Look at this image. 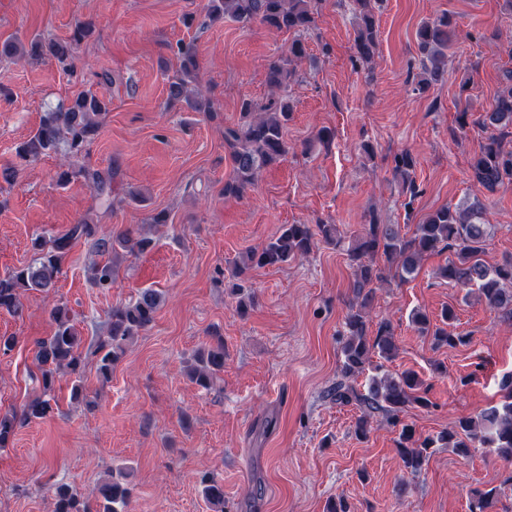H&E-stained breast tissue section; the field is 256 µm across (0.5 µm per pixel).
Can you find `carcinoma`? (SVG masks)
Returning a JSON list of instances; mask_svg holds the SVG:
<instances>
[{
  "mask_svg": "<svg viewBox=\"0 0 512 512\" xmlns=\"http://www.w3.org/2000/svg\"><path fill=\"white\" fill-rule=\"evenodd\" d=\"M321 0H207L205 13L184 17L188 27L204 30L219 20L231 21L248 27L256 22L276 33H288L293 38L284 44L278 57L265 71V83L270 88L264 100L243 97L239 105V120L224 127V145L228 149L231 173L224 181V198H239L246 189L256 185L262 172L279 163L289 151L286 129L292 119L293 105L288 98V85L296 78L298 63L307 55L304 41L316 22ZM360 23L354 38L353 61L368 63L378 49L379 23L375 4L379 0H352ZM95 24L80 22L66 40L38 37L26 45L21 40H9L0 46V58L21 59L29 54L48 58L57 63L70 77L77 76L75 65L78 47L92 36ZM451 15L443 12L423 22L416 33L419 76L413 91L420 95L443 81L448 49L452 44ZM175 55L178 70L168 85V103L184 100L200 109L204 95L198 82L199 63L193 44L179 42ZM505 86L497 95L491 109L481 115L478 124L489 135L480 145L471 161L473 178L480 188L493 192L506 182H512V146L505 145L512 138V69L503 71ZM109 110V103L97 96L81 92L68 104L47 110L39 127L22 143L18 154L28 161L65 149L66 160L57 172V182L64 185L73 179H82L95 192L106 208L112 207V174L91 169L74 162L97 137L100 118ZM393 170L400 177L410 198L417 196L411 174L416 166L414 156L403 151L393 158ZM494 233V225L484 221L483 205L476 200L470 204L442 206L428 214L415 226L412 235L401 234L397 224H382L371 217L355 235L354 244L347 250L349 266L354 269V299L345 318L342 343L341 378L327 394L339 405L359 407L355 434L367 437L370 419L381 414L395 427H401L397 450L404 469L416 474L427 462L433 449L446 446L463 456L484 449L498 459L512 464V374L501 381L502 402L493 404L475 418L463 417L451 430L442 431L424 439L415 437L413 429L402 423L400 414L411 404L428 409L433 403L428 398L429 388L417 373L406 369L399 374L374 376L365 392L354 382L372 356L389 361L396 357L397 346L390 322L378 323L375 335L369 334L367 314L373 306L375 288L389 278L399 283L407 281L419 269L423 259L437 250L452 253L440 276L466 294L477 291L487 306L512 321V257L489 266L481 258L487 241ZM329 245L340 242L334 224H285L279 234L259 249H249L235 262L232 277L237 280L233 290L242 291L239 281L254 268L281 267L309 254L316 239ZM90 244L96 258L89 266V280L93 287L112 289L117 269L112 256L121 251L143 254L152 249L154 238L138 230L127 228L116 234L100 232L99 225L82 221L67 230L51 236L37 235L31 239L33 259L30 263L0 277V311L17 314L22 310L21 296L26 291L49 294L60 276L75 242ZM387 266L377 264V258ZM163 301V293L155 288L139 292L134 302L112 307L99 337L93 355L97 356V370L105 378L125 355L126 347L156 320ZM55 323L53 334L36 343L38 373L33 379L40 394L28 400L18 412L0 415V448L6 447L17 429L39 419L51 411L50 394L60 374H72L71 399L85 400L81 374L85 357L80 351L82 339L72 324L71 310L65 303H56L50 310ZM456 319L455 310H443L441 324L431 325L426 313L416 310L411 321L421 335L431 338L434 347H454L466 342L465 337L451 331ZM224 370V336L210 334L208 345L199 348L189 364V376L199 386H210L214 376ZM201 493L212 512H224V484L205 473L200 477ZM133 488L128 474L109 476L96 483L89 500L67 485L54 491L53 512H127ZM498 493L480 491L472 500L469 512H494Z\"/></svg>",
  "mask_w": 512,
  "mask_h": 512,
  "instance_id": "cac0c4a2",
  "label": "carcinoma"
}]
</instances>
